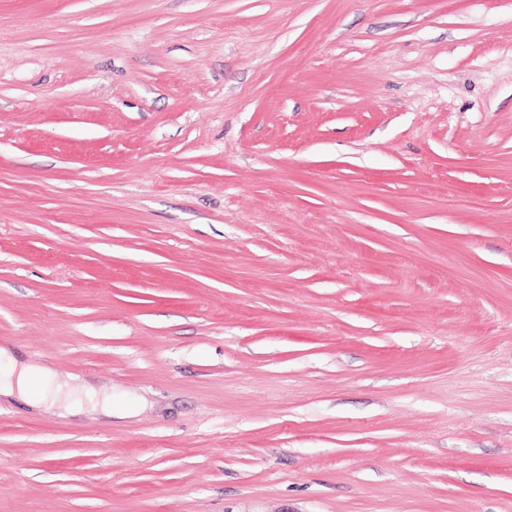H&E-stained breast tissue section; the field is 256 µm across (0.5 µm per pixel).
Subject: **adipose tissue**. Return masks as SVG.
<instances>
[{"instance_id": "1", "label": "adipose tissue", "mask_w": 512, "mask_h": 512, "mask_svg": "<svg viewBox=\"0 0 512 512\" xmlns=\"http://www.w3.org/2000/svg\"><path fill=\"white\" fill-rule=\"evenodd\" d=\"M50 373L37 366L10 368L0 375V396L20 394L34 406L52 410L62 408L68 411L81 409V399L93 396L90 387L73 388L69 390L56 389L53 395H46L45 388L49 383Z\"/></svg>"}]
</instances>
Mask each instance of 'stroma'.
I'll return each mask as SVG.
<instances>
[{
    "instance_id": "35a3bbf8",
    "label": "stroma",
    "mask_w": 512,
    "mask_h": 512,
    "mask_svg": "<svg viewBox=\"0 0 512 512\" xmlns=\"http://www.w3.org/2000/svg\"><path fill=\"white\" fill-rule=\"evenodd\" d=\"M0 512H512V0H0ZM1 358L10 363V369L2 376L0 375V396H9L16 392L24 396L32 405L43 407L47 411L54 408H64L68 411L81 410L84 407L81 398L88 396L92 409L100 407L105 413L112 415L111 398H106L101 403H94V391L90 387L83 386L66 391L57 387L52 393L53 398H47L45 387L50 383L49 371L37 366H23L17 370L13 357L6 349L0 347V360Z\"/></svg>"
}]
</instances>
